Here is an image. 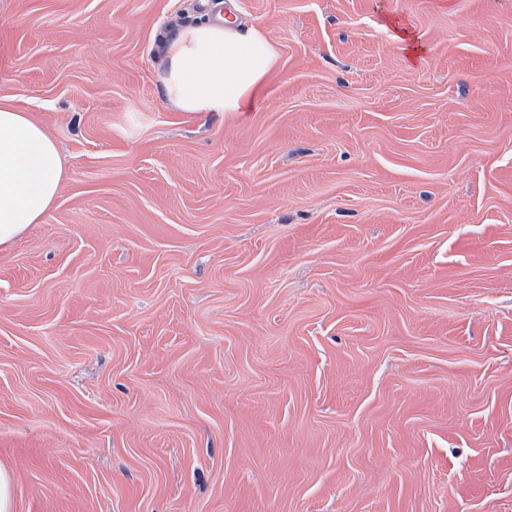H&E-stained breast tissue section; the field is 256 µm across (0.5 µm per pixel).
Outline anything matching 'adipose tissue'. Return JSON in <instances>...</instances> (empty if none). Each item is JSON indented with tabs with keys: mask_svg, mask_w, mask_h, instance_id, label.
<instances>
[{
	"mask_svg": "<svg viewBox=\"0 0 512 512\" xmlns=\"http://www.w3.org/2000/svg\"><path fill=\"white\" fill-rule=\"evenodd\" d=\"M162 85L181 112H240L276 69L279 51L261 28L221 19L165 41ZM67 178L55 140L14 99H0V250L40 223Z\"/></svg>",
	"mask_w": 512,
	"mask_h": 512,
	"instance_id": "1",
	"label": "adipose tissue"
}]
</instances>
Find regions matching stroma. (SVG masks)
I'll use <instances>...</instances> for the list:
<instances>
[{
	"label": "stroma",
	"mask_w": 512,
	"mask_h": 512,
	"mask_svg": "<svg viewBox=\"0 0 512 512\" xmlns=\"http://www.w3.org/2000/svg\"><path fill=\"white\" fill-rule=\"evenodd\" d=\"M217 9L277 69L178 111ZM6 97L68 170L0 251L14 512H512V0H0ZM162 85L181 112H243L279 61L256 25L227 19L180 28L165 40Z\"/></svg>",
	"instance_id": "stroma-1"
}]
</instances>
